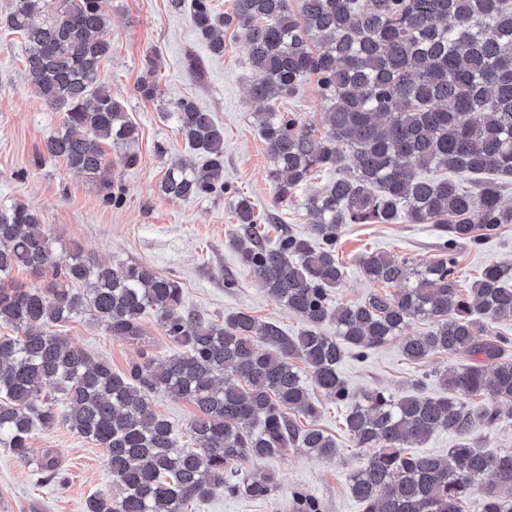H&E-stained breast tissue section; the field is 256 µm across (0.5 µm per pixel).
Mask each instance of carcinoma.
Masks as SVG:
<instances>
[{
  "label": "carcinoma",
  "instance_id": "carcinoma-1",
  "mask_svg": "<svg viewBox=\"0 0 512 512\" xmlns=\"http://www.w3.org/2000/svg\"><path fill=\"white\" fill-rule=\"evenodd\" d=\"M190 20L216 55L224 54V32L244 33L250 94L266 103L257 117L278 202L314 172L334 169L337 177L306 198L305 233L282 231L268 242L251 203L224 181V127L179 99L163 113L199 159L171 165L160 191L228 200L241 262L305 329L293 337L245 312L220 320L188 311L180 283L145 263L112 268L79 253L62 262L35 212L0 208V326L14 330L0 336V447L28 462L33 428L60 422L103 448L121 494L89 498L86 512H185L219 488L229 498L263 500L274 478L240 479V465L294 447L338 454L335 439L297 421L319 413L308 371L328 398L350 405L346 430L356 447L371 450L349 475L364 512H464L475 495L482 512H512V448L475 437L512 420V339L483 323L512 316V264L485 266L466 289L456 276L461 246L512 224L503 200L504 178H512V0H232L224 13L211 0H192ZM4 21L25 42L31 90L64 112L44 152L118 203L107 154L135 165L138 137L122 103L98 83L112 53L100 0H11ZM156 66L157 56L146 55L136 86L143 99L158 98ZM309 76L327 102L320 137L297 113L274 107ZM464 173L478 178L465 187L457 179ZM401 219L441 225L447 238L438 254L417 265L367 253L359 259L365 276L387 291L331 307L345 274L342 225ZM46 269L53 279L43 286L14 279ZM80 314L139 344L151 314L174 350L162 359L143 351L116 373L54 331ZM416 319L430 329L402 336ZM329 320L334 336L322 331ZM399 336L412 361L448 355L439 374L445 395H425L422 378L398 394L350 391L339 374L346 353L365 357ZM157 393L195 406L190 446L153 409ZM437 432L455 439L447 453L411 452ZM38 468L48 480L59 475L49 450Z\"/></svg>",
  "mask_w": 512,
  "mask_h": 512
}]
</instances>
